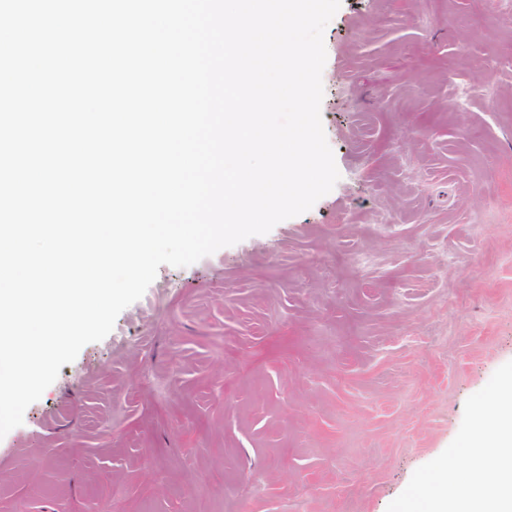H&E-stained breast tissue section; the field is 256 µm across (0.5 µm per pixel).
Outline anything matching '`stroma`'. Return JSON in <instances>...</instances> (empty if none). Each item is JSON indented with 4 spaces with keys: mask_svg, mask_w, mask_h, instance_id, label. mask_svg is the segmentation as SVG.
<instances>
[{
    "mask_svg": "<svg viewBox=\"0 0 512 512\" xmlns=\"http://www.w3.org/2000/svg\"><path fill=\"white\" fill-rule=\"evenodd\" d=\"M299 215L160 266L0 439V512H429L512 377V0H341Z\"/></svg>",
    "mask_w": 512,
    "mask_h": 512,
    "instance_id": "1",
    "label": "stroma"
}]
</instances>
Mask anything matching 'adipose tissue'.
Instances as JSON below:
<instances>
[{
  "label": "adipose tissue",
  "mask_w": 512,
  "mask_h": 512,
  "mask_svg": "<svg viewBox=\"0 0 512 512\" xmlns=\"http://www.w3.org/2000/svg\"><path fill=\"white\" fill-rule=\"evenodd\" d=\"M492 419H481L477 424L472 443H488L502 447L497 474L496 497H489L488 486L481 475L483 459L473 455L470 481L466 492L451 495L437 489L433 499V512H512V395L495 403Z\"/></svg>",
  "instance_id": "ef3b65f1"
}]
</instances>
